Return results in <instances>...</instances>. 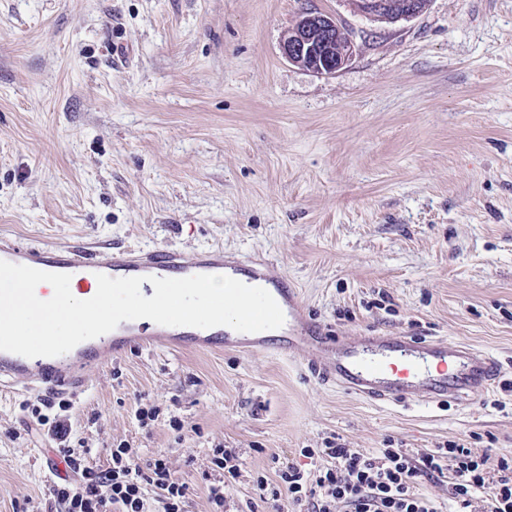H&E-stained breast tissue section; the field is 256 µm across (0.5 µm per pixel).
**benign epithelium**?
Masks as SVG:
<instances>
[{"mask_svg": "<svg viewBox=\"0 0 512 512\" xmlns=\"http://www.w3.org/2000/svg\"><path fill=\"white\" fill-rule=\"evenodd\" d=\"M391 6V0H364L359 13L377 19ZM336 19L316 12L304 13L284 35L281 50L291 63L316 74H333L349 62L354 45L348 41L336 48L331 42Z\"/></svg>", "mask_w": 512, "mask_h": 512, "instance_id": "benign-epithelium-1", "label": "benign epithelium"}]
</instances>
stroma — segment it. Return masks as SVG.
<instances>
[{"label":"stroma","mask_w":512,"mask_h":512,"mask_svg":"<svg viewBox=\"0 0 512 512\" xmlns=\"http://www.w3.org/2000/svg\"><path fill=\"white\" fill-rule=\"evenodd\" d=\"M308 11L354 42L334 74L282 55ZM1 233L100 257L221 247L269 262L334 335L431 336L501 365L479 400L424 406L362 400L295 354L135 349L53 393L90 466L123 442L166 454L186 512H211L218 445L240 460L227 512H273L256 477L312 469L302 449L334 439L512 451V0L394 23L348 0H0ZM37 398L0 390V512H50Z\"/></svg>","instance_id":"stroma-1"}]
</instances>
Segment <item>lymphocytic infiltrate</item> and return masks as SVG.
Here are the masks:
<instances>
[{
	"instance_id": "f902f5d3",
	"label": "lymphocytic infiltrate",
	"mask_w": 512,
	"mask_h": 512,
	"mask_svg": "<svg viewBox=\"0 0 512 512\" xmlns=\"http://www.w3.org/2000/svg\"><path fill=\"white\" fill-rule=\"evenodd\" d=\"M40 425L58 446L70 474L48 486L57 512H147V490H155L162 512H184L188 488L173 474L164 455L140 465L138 449L122 444L113 448L106 467L86 464L84 452L71 446L72 428L65 414L69 403L44 400ZM55 417H48V409ZM302 456L324 458L323 466L308 471L296 464L279 465L275 482L265 476L255 480L261 496L287 500L303 512H438L434 501L419 493L426 480L448 481V498L469 512L477 494L488 496L487 512H512V453L490 454L460 444H449L414 455L403 448L367 452L329 442L323 448H305ZM209 468L212 512H224V489L239 476L235 449L213 448Z\"/></svg>"
}]
</instances>
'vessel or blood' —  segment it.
Returning a JSON list of instances; mask_svg holds the SVG:
<instances>
[{
  "label": "vessel or blood",
  "instance_id": "vessel-or-blood-1",
  "mask_svg": "<svg viewBox=\"0 0 512 512\" xmlns=\"http://www.w3.org/2000/svg\"><path fill=\"white\" fill-rule=\"evenodd\" d=\"M231 270L247 279L252 308L233 330H225V307L242 292L228 287L211 311L199 314L180 302L158 311L151 335H143L138 314L111 319L94 336L73 346L33 349L18 338L0 337V386L59 391L76 389L79 374L108 364L131 348L250 349L301 352L308 367L325 381L369 401L458 403L489 392L500 364L492 355L464 343L390 336H335L314 324L299 294L264 262L238 264L223 250L187 254L168 249L119 250L103 261L84 246H35L0 237V272L18 273L54 286H76L83 293H105L124 285L162 287L188 276L199 280Z\"/></svg>",
  "mask_w": 512,
  "mask_h": 512
}]
</instances>
